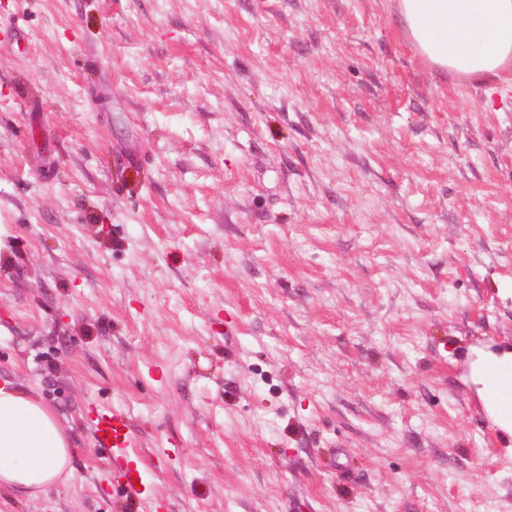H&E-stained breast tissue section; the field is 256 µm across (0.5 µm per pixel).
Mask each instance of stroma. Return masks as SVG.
I'll list each match as a JSON object with an SVG mask.
<instances>
[{"instance_id": "stroma-1", "label": "stroma", "mask_w": 512, "mask_h": 512, "mask_svg": "<svg viewBox=\"0 0 512 512\" xmlns=\"http://www.w3.org/2000/svg\"><path fill=\"white\" fill-rule=\"evenodd\" d=\"M396 0H0V382L77 477L0 512H512V89ZM127 411L129 461L94 449ZM486 361H500L511 364L512 351H483L478 359L472 363L471 381L476 386V392L480 397H484V389L480 387L482 385L480 367ZM510 406H512V368L490 367L486 372V394L479 412L493 424L499 435L508 432V429L495 422L491 416V410L497 407ZM135 483H138L139 488L135 487ZM123 494L140 504H146V511L148 512H164L168 509L163 499L147 491V483L143 473L138 468L125 472Z\"/></svg>"}]
</instances>
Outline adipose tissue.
I'll list each match as a JSON object with an SVG mask.
<instances>
[{
  "instance_id": "1",
  "label": "adipose tissue",
  "mask_w": 512,
  "mask_h": 512,
  "mask_svg": "<svg viewBox=\"0 0 512 512\" xmlns=\"http://www.w3.org/2000/svg\"><path fill=\"white\" fill-rule=\"evenodd\" d=\"M404 32L435 69L512 87V0H397ZM73 449L55 412L0 383V486L36 497L73 480Z\"/></svg>"
}]
</instances>
